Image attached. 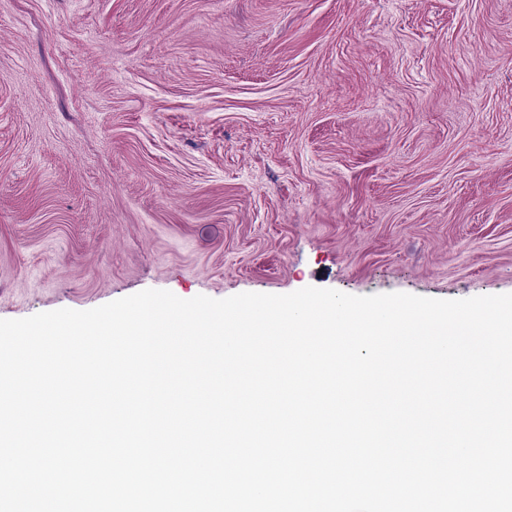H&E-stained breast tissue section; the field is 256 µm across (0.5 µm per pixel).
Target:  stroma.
Returning <instances> with one entry per match:
<instances>
[{
  "mask_svg": "<svg viewBox=\"0 0 512 512\" xmlns=\"http://www.w3.org/2000/svg\"><path fill=\"white\" fill-rule=\"evenodd\" d=\"M307 286L512 293V0H0V319Z\"/></svg>",
  "mask_w": 512,
  "mask_h": 512,
  "instance_id": "1",
  "label": "stroma"
}]
</instances>
